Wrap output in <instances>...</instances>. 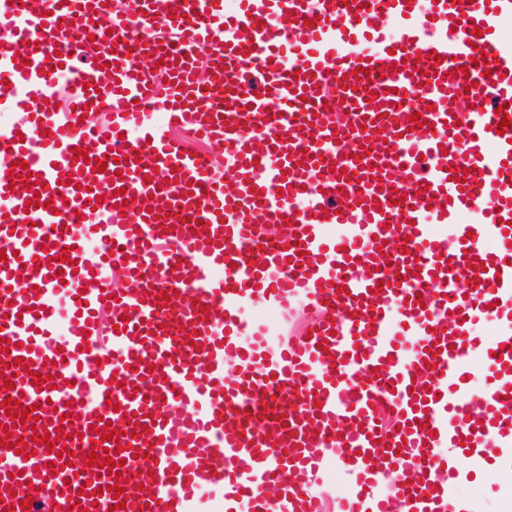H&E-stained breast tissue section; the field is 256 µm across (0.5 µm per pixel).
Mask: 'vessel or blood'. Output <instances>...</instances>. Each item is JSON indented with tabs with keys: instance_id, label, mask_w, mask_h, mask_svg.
I'll use <instances>...</instances> for the list:
<instances>
[{
	"instance_id": "b4317fda",
	"label": "vessel or blood",
	"mask_w": 512,
	"mask_h": 512,
	"mask_svg": "<svg viewBox=\"0 0 512 512\" xmlns=\"http://www.w3.org/2000/svg\"><path fill=\"white\" fill-rule=\"evenodd\" d=\"M507 21L512 0H0V107L24 112L0 129V512H110L115 484L124 512H319L332 456L339 512H474L464 474L512 475ZM297 301L299 337L246 314ZM315 493L324 497L327 510L324 512H336V497L347 487L344 474L336 470V467H328L321 479L313 481Z\"/></svg>"
}]
</instances>
